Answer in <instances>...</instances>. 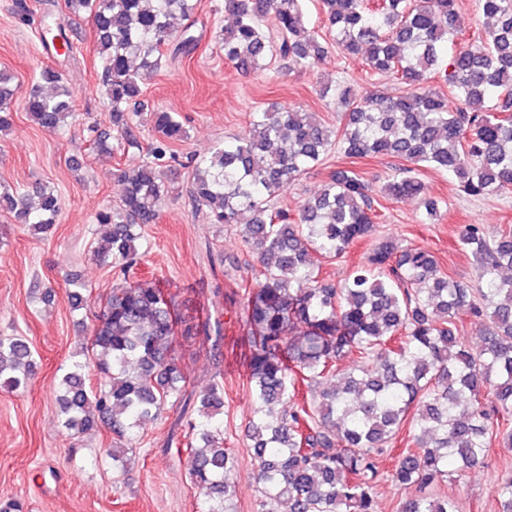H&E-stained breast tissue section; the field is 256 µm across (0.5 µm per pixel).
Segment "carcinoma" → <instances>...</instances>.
<instances>
[{
	"mask_svg": "<svg viewBox=\"0 0 512 512\" xmlns=\"http://www.w3.org/2000/svg\"><path fill=\"white\" fill-rule=\"evenodd\" d=\"M336 48L377 74L405 86L398 97L372 91L345 103L341 129L315 112L271 103L251 114L250 128L193 165L189 197L209 224H238L258 269L235 294L246 303L252 336L246 355L255 411L247 426L257 461L258 512H375L374 484L413 488L396 512H458L448 495H422L461 473L483 467L493 443L512 448V428L494 416L512 414V234L467 224L461 250L477 267L476 282L443 271L431 252L381 238L365 263L341 285L320 276L321 260L338 258L376 231L374 198L358 173L338 168L297 213L274 206L281 187L299 180L339 146L348 158L387 156L410 163L384 185L392 198H420L419 168L453 174L472 197L512 191V0H477L493 20L476 43L446 53L462 33L458 0H318ZM73 13L93 17L106 122L87 128L93 149L139 148L136 134L147 106V81L167 63L191 55L199 39L187 24L197 0H66ZM235 18L220 30L224 60L243 73L307 68L327 50L308 27L304 0H224ZM438 74L449 94L428 85ZM13 76L0 71V133L12 128ZM25 112L41 128L62 132L75 119L61 72L40 70ZM154 138L133 170L117 169L119 204L95 214L112 231L92 253L125 277L140 256L144 227L159 218L168 193L164 169L177 161L173 145L187 132L175 113L151 112ZM60 212L50 186L28 193L0 185V214L50 233ZM68 303L84 309L85 285L67 276ZM487 320L474 343L460 316ZM96 325L81 347L85 361L67 373L59 397L64 426L79 436L106 425L119 438L158 419L186 396L190 381L171 353L177 338L221 336L220 325L178 317L164 291L148 283L112 289L93 314ZM357 358L346 371L341 362ZM100 381L86 385L84 369ZM35 367L20 338L0 337V386L18 389ZM308 395L300 397V388ZM199 418L176 447L188 452L191 483L203 495L201 512H232L224 447L223 392L198 393ZM414 447L392 468L380 463L404 427ZM499 512H512V475L497 479Z\"/></svg>",
	"mask_w": 512,
	"mask_h": 512,
	"instance_id": "1",
	"label": "carcinoma"
}]
</instances>
